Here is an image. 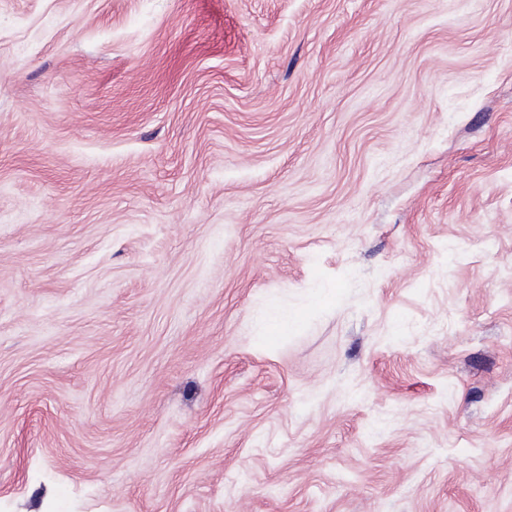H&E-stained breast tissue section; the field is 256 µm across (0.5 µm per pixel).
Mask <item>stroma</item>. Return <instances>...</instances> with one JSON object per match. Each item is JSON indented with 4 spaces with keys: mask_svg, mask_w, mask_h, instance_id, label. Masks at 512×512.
Instances as JSON below:
<instances>
[{
    "mask_svg": "<svg viewBox=\"0 0 512 512\" xmlns=\"http://www.w3.org/2000/svg\"><path fill=\"white\" fill-rule=\"evenodd\" d=\"M0 512H512V0H0Z\"/></svg>",
    "mask_w": 512,
    "mask_h": 512,
    "instance_id": "obj_1",
    "label": "stroma"
}]
</instances>
